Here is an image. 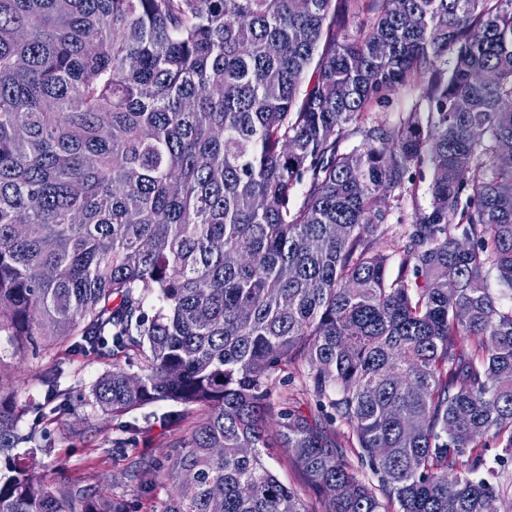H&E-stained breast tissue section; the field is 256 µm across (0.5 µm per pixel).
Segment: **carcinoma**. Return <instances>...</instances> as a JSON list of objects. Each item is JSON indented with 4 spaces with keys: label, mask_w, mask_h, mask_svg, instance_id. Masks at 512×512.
<instances>
[{
    "label": "carcinoma",
    "mask_w": 512,
    "mask_h": 512,
    "mask_svg": "<svg viewBox=\"0 0 512 512\" xmlns=\"http://www.w3.org/2000/svg\"><path fill=\"white\" fill-rule=\"evenodd\" d=\"M509 140L512 0H0V337L61 348L38 400L0 375V512H132L106 477L46 482L28 417L158 402L192 413L130 465L159 512H512L480 449L512 458ZM76 351L112 361L88 401ZM290 370L317 412L272 413ZM418 100V91L409 88H397L389 95V103L376 110L384 111L391 121H395L401 113L410 112ZM427 182L428 181L420 183V189H419L418 195H417L416 199L414 200V202H411L410 200L407 201V203L405 204V207L401 211V213L395 212L393 214L391 221H390L391 224H383L381 226L380 230L377 233L378 235H380L379 237H381V241H383V235H384V238H386V236L391 233L390 232L391 227H395V225L397 224L396 223L397 217H401L402 219H404L405 220L404 224H407L410 222L413 209L427 208L429 206L430 196L426 190ZM268 452L269 457L265 456V459L279 478L291 487L301 488L304 475L294 462L292 453L287 448H270Z\"/></svg>",
    "instance_id": "carcinoma-1"
}]
</instances>
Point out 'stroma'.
Here are the masks:
<instances>
[{"label":"stroma","instance_id":"stroma-1","mask_svg":"<svg viewBox=\"0 0 512 512\" xmlns=\"http://www.w3.org/2000/svg\"><path fill=\"white\" fill-rule=\"evenodd\" d=\"M53 352H29L5 356L0 361V375L8 377L18 402L38 395L40 373L50 367ZM111 362L91 356L74 354L69 358L65 378L74 398L89 396L94 381L110 370ZM53 452L46 460L42 474L48 482L72 481L93 485L102 476H109L116 494L133 501L137 512H158L167 497L165 486L141 487L127 476V461L109 455L108 449L116 438L125 439L135 455L149 459H164L173 440L186 436L189 422L181 407L171 404L149 406L121 417H109L85 409L79 417L65 416L47 424Z\"/></svg>","mask_w":512,"mask_h":512}]
</instances>
